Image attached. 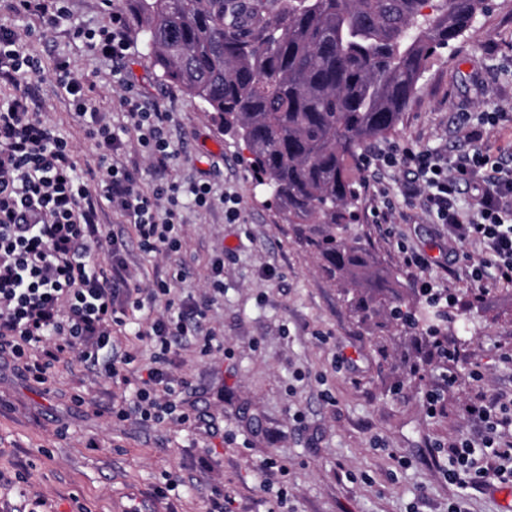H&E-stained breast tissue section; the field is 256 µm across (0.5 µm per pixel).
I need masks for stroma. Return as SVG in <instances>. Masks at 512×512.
<instances>
[{
    "label": "stroma",
    "mask_w": 512,
    "mask_h": 512,
    "mask_svg": "<svg viewBox=\"0 0 512 512\" xmlns=\"http://www.w3.org/2000/svg\"><path fill=\"white\" fill-rule=\"evenodd\" d=\"M488 14L432 58L396 132L371 145L356 173L358 222L352 230L400 287L402 304L427 311L403 265L421 252L425 275L455 299L442 334L461 353L442 368L431 358L425 329L404 330L386 311L360 321L350 295L331 286L250 173L242 141L224 135L202 104L151 66L139 18L127 0H68L74 24L97 28L112 11L126 13L129 55L114 62L71 37L68 27L40 33L37 20L7 17L38 57L42 117L71 143L80 167L95 149L54 91L53 63L67 57L94 84L93 104L112 126L126 121L121 99L138 93L168 113L179 156L168 177L210 181L211 205L181 211L185 283L210 299L206 325L224 338V351L203 360L185 347L174 372L187 377L186 407L197 431L174 424L116 422L108 409L123 386L78 359L61 365L50 390L24 379L0 356V512H206L209 485L220 482L229 512H448L458 489L444 475L441 450L461 438L480 439L484 425L464 405L484 394L512 401V284L488 269L478 288L456 258L446 225L422 197L407 194L405 168H382L378 152L394 145L456 155L471 145L462 114L497 107L512 113V0H492ZM121 69L127 87L114 85ZM241 202L240 223L224 220V199ZM104 222L126 237L129 268L149 285L171 261L144 253L129 226L109 211ZM224 257V292L212 295L210 261ZM484 373L474 382L472 368ZM441 396L428 415L426 396ZM84 405H75L72 395ZM271 456L286 465L287 498L260 487ZM174 479L166 498L155 487Z\"/></svg>",
    "instance_id": "stroma-1"
}]
</instances>
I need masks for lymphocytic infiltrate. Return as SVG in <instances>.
Wrapping results in <instances>:
<instances>
[{
  "mask_svg": "<svg viewBox=\"0 0 512 512\" xmlns=\"http://www.w3.org/2000/svg\"><path fill=\"white\" fill-rule=\"evenodd\" d=\"M7 8L34 17L47 31L69 19L64 0H7ZM71 33L110 60L131 48L126 22L117 13L108 26H75ZM20 41L16 29L0 24V79L14 89L0 99V355L11 357L24 378L41 386L50 383L58 365L78 357L129 389V399L110 408L113 419L193 425L182 399L189 382L173 375V359L188 342L199 358L212 357L223 351L224 339L203 330L206 310L184 293V268L146 288L132 285L126 243L107 231L103 207L111 205L126 218L142 251L168 255L181 247L178 214L184 202L207 208L211 186L168 180L152 192L142 191L140 165L119 160L120 132L92 105L90 84L60 59L53 68L55 87L71 102L97 155L96 174L80 173L72 146L32 104V82L41 63L20 51ZM122 105L145 159L156 171H165L176 154L166 113L149 111L133 97L123 98ZM511 117L497 109L475 120L463 115L475 146L456 157L394 147L380 155L384 166L414 171L417 181L409 195H424L451 242L461 248L480 245L481 258L467 262L468 277L478 286L491 266L499 281L512 283V169L494 161L480 144L483 126ZM464 187L474 192L473 209L459 204ZM144 309L151 313L147 323L128 324L129 311ZM122 336L150 346L147 364L135 367L134 353H116ZM464 411L483 422L486 433L480 441L448 447L447 475L460 489L448 512H466L469 490L494 481L512 483V440L501 434L502 427L512 425V405L481 397Z\"/></svg>",
  "mask_w": 512,
  "mask_h": 512,
  "instance_id": "f902f5d3",
  "label": "lymphocytic infiltrate"
}]
</instances>
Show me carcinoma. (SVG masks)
Masks as SVG:
<instances>
[{"label": "carcinoma", "mask_w": 512, "mask_h": 512, "mask_svg": "<svg viewBox=\"0 0 512 512\" xmlns=\"http://www.w3.org/2000/svg\"><path fill=\"white\" fill-rule=\"evenodd\" d=\"M161 77L244 141L249 169L331 284L389 288L350 231L354 165L395 132L429 60L486 0H131Z\"/></svg>", "instance_id": "1"}]
</instances>
